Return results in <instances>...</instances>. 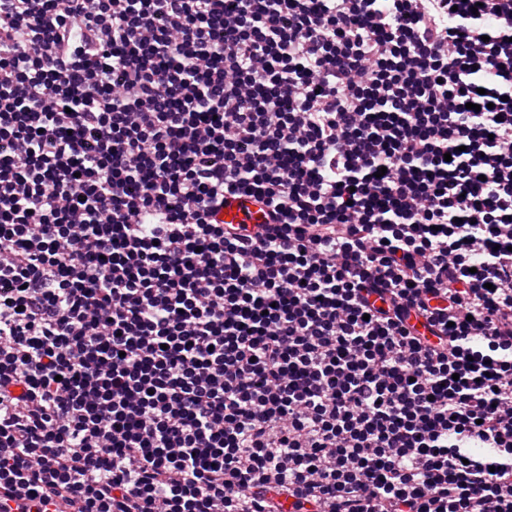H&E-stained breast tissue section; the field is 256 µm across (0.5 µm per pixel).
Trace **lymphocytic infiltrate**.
Here are the masks:
<instances>
[{"mask_svg": "<svg viewBox=\"0 0 512 512\" xmlns=\"http://www.w3.org/2000/svg\"><path fill=\"white\" fill-rule=\"evenodd\" d=\"M287 504L512 512V0H0V512ZM227 217H230V220H227ZM219 218L224 221V224H231L235 227L246 224L248 228H253L255 224L272 223L267 217L263 205L249 195L228 197Z\"/></svg>", "mask_w": 512, "mask_h": 512, "instance_id": "obj_1", "label": "lymphocytic infiltrate"}]
</instances>
